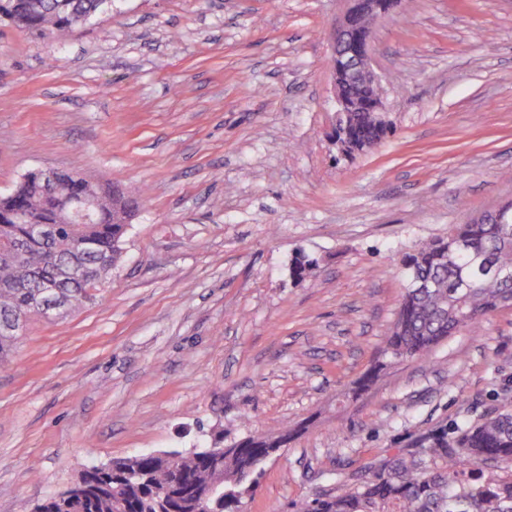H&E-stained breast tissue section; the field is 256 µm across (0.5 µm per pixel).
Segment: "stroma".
<instances>
[{"instance_id": "35a3bbf8", "label": "stroma", "mask_w": 512, "mask_h": 512, "mask_svg": "<svg viewBox=\"0 0 512 512\" xmlns=\"http://www.w3.org/2000/svg\"><path fill=\"white\" fill-rule=\"evenodd\" d=\"M343 0H112L65 40L0 20V196L72 170L138 196L96 300L0 366V512L90 467L289 431L243 512L512 406V305L383 363L403 261L512 200V0H401L374 25L389 131L329 137ZM318 267L290 275L297 251ZM378 375L353 395L370 370Z\"/></svg>"}]
</instances>
